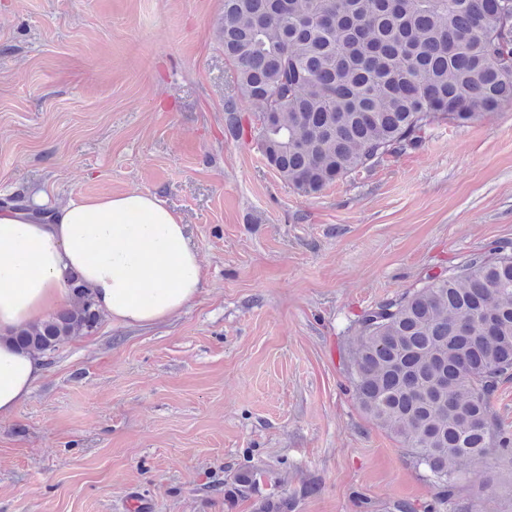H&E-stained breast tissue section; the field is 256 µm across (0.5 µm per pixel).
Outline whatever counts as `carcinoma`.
<instances>
[{
  "label": "carcinoma",
  "mask_w": 512,
  "mask_h": 512,
  "mask_svg": "<svg viewBox=\"0 0 512 512\" xmlns=\"http://www.w3.org/2000/svg\"><path fill=\"white\" fill-rule=\"evenodd\" d=\"M224 58L259 109L267 166L315 195L418 149L431 126L464 125L512 104V0H224ZM13 336L51 354L97 328L93 294ZM350 353L360 408L400 439L455 501L466 460L512 472V435L491 399L512 377V253L490 244L365 310ZM259 470L234 482L257 486Z\"/></svg>",
  "instance_id": "obj_1"
}]
</instances>
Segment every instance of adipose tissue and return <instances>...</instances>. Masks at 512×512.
<instances>
[{"mask_svg":"<svg viewBox=\"0 0 512 512\" xmlns=\"http://www.w3.org/2000/svg\"><path fill=\"white\" fill-rule=\"evenodd\" d=\"M73 273L123 327L167 321L203 282L185 224L154 194L72 199L42 214L29 201L0 208V417L17 411L46 370L13 335L71 304Z\"/></svg>","mask_w":512,"mask_h":512,"instance_id":"obj_1","label":"adipose tissue"}]
</instances>
